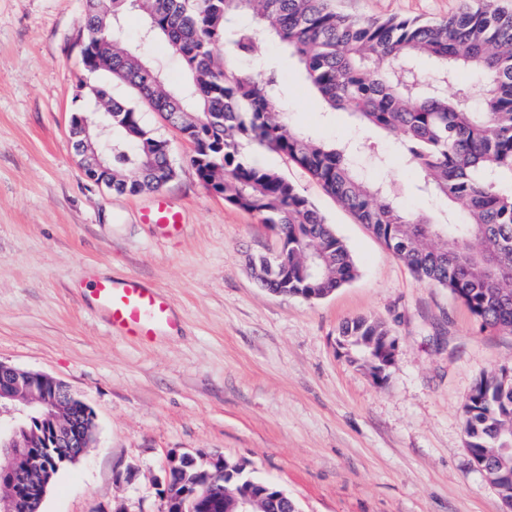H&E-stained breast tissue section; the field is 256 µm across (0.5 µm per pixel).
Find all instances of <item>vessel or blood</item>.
<instances>
[{"label":"vessel or blood","mask_w":512,"mask_h":512,"mask_svg":"<svg viewBox=\"0 0 512 512\" xmlns=\"http://www.w3.org/2000/svg\"><path fill=\"white\" fill-rule=\"evenodd\" d=\"M94 296L111 330L138 341H152L173 326L169 298L145 288L137 278L98 281Z\"/></svg>","instance_id":"1"}]
</instances>
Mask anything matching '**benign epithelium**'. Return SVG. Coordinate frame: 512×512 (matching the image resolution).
I'll list each match as a JSON object with an SVG mask.
<instances>
[{
    "mask_svg": "<svg viewBox=\"0 0 512 512\" xmlns=\"http://www.w3.org/2000/svg\"><path fill=\"white\" fill-rule=\"evenodd\" d=\"M89 123L82 114L70 120V138L81 157L85 174L112 185V113L106 112L96 126L95 137L88 133ZM75 396L60 382L39 373L19 370L0 363V480L8 483L9 492L0 497V512H28L29 500L23 485L29 483L27 469L40 460V452L66 448L72 456L83 454L91 446L89 434L94 417L85 409L62 419L59 409ZM43 425L40 447H34L28 425ZM211 469L205 480L184 487L175 486L171 475L195 463L189 455L168 458L159 479V512H256L265 502L281 505V512H297L296 506L279 487L253 483L231 498L224 497L223 455L207 457Z\"/></svg>",
    "mask_w": 512,
    "mask_h": 512,
    "instance_id": "benign-epithelium-1",
    "label": "benign epithelium"
}]
</instances>
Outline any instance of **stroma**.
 <instances>
[{
  "label": "stroma",
  "instance_id": "1",
  "mask_svg": "<svg viewBox=\"0 0 512 512\" xmlns=\"http://www.w3.org/2000/svg\"><path fill=\"white\" fill-rule=\"evenodd\" d=\"M469 0H336L360 18L435 19ZM84 0H0V363L66 383L93 412L95 439L66 464L40 512H158L168 454L221 453L278 483L298 512H506L466 446L462 412L482 376L512 367V334L481 330L447 289L418 280L366 225L308 175L254 145L262 166L298 185L349 248L354 279L321 300L262 288L250 255L278 241L255 215L208 190L191 146L161 113L141 120L168 141L178 170L155 193L113 192L86 177L68 139L93 112L79 82L117 99L132 89L81 63ZM126 48L164 63L165 43L125 22ZM247 75L277 68L292 126L369 145L382 178L409 186L392 137L326 111L275 43L238 58ZM165 202L177 226L149 224ZM138 277L173 302L174 331L149 345L112 334L93 298L99 279ZM367 315L398 341L380 379L351 365L340 325Z\"/></svg>",
  "mask_w": 512,
  "mask_h": 512
}]
</instances>
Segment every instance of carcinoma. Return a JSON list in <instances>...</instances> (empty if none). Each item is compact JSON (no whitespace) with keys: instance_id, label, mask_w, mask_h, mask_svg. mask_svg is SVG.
<instances>
[{"instance_id":"carcinoma-1","label":"carcinoma","mask_w":512,"mask_h":512,"mask_svg":"<svg viewBox=\"0 0 512 512\" xmlns=\"http://www.w3.org/2000/svg\"><path fill=\"white\" fill-rule=\"evenodd\" d=\"M144 19L143 37L165 39L189 81L168 84L163 69L121 46L127 13ZM252 21L234 27V15ZM84 39L103 40L104 72L134 88L124 103L89 86L107 112L133 116L112 126V190L129 195L165 187L177 175L156 151L165 140L141 122L138 102L174 112L193 145L199 179L230 205L261 217L285 256L255 257L270 271L271 291L305 300L342 287L357 272L344 241L300 189L276 170L254 163L245 145L275 151L316 180L367 225L422 282L446 288L482 330L512 333V13L491 0L437 20H359L331 0H86ZM268 40L288 48L309 84L333 110L398 138L401 161L429 197L462 208L456 224L409 209L392 180L371 179L348 143H328L290 126L275 72L240 73L236 58ZM483 87L479 105L466 75ZM454 92L448 93V87ZM351 362L372 375L385 369L380 349L396 347L388 327L360 316L339 329ZM470 453L494 477L512 471V369L481 378L463 412ZM63 464L45 456L33 472L41 492Z\"/></svg>"}]
</instances>
